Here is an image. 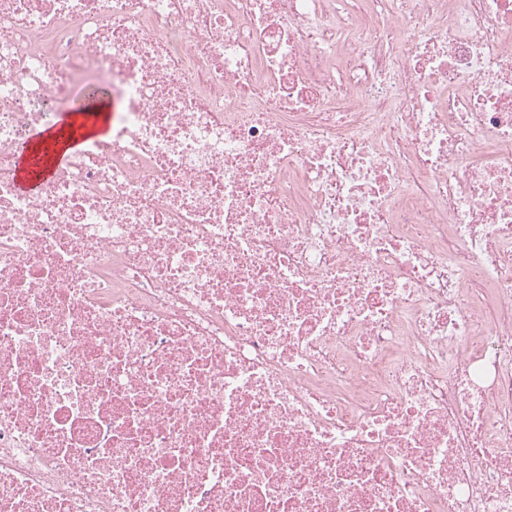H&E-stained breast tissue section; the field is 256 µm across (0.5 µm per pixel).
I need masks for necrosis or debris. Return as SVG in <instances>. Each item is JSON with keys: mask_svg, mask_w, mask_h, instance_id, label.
Listing matches in <instances>:
<instances>
[{"mask_svg": "<svg viewBox=\"0 0 512 512\" xmlns=\"http://www.w3.org/2000/svg\"><path fill=\"white\" fill-rule=\"evenodd\" d=\"M0 512H512V0H0ZM90 104V98L88 94L85 92L78 91L68 105L59 109L57 112V123L53 126H50L44 130L38 131L32 138L31 145L39 143L42 141L44 136L50 130H57L61 127L64 121L68 120V117L73 116L68 125L70 128L75 131H83L87 136H92L98 134L100 131L106 129L109 123L110 114L112 112V103L111 101L102 100L98 104H96L93 112L89 114L77 115L80 113L88 112V107ZM75 115V116H74ZM86 140L88 139L79 138L75 140L74 144L71 147H69V149L54 154L50 165L42 169L38 178L34 182H28L26 180V175L23 172V168L26 165L25 161L29 156L28 150H26V146L23 152L20 154L16 165V176L19 188L22 191L29 193L38 191L52 177V174L56 167L66 162L69 156L80 150ZM70 149H73V151L68 153V150Z\"/></svg>", "mask_w": 512, "mask_h": 512, "instance_id": "obj_1", "label": "necrosis or debris"}]
</instances>
